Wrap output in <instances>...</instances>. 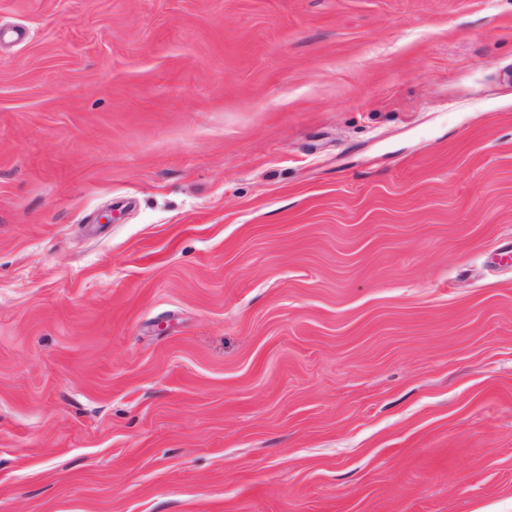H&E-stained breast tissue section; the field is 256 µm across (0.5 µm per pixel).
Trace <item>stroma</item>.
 I'll use <instances>...</instances> for the list:
<instances>
[{"instance_id":"stroma-1","label":"stroma","mask_w":512,"mask_h":512,"mask_svg":"<svg viewBox=\"0 0 512 512\" xmlns=\"http://www.w3.org/2000/svg\"><path fill=\"white\" fill-rule=\"evenodd\" d=\"M0 512H512V0H0Z\"/></svg>"}]
</instances>
